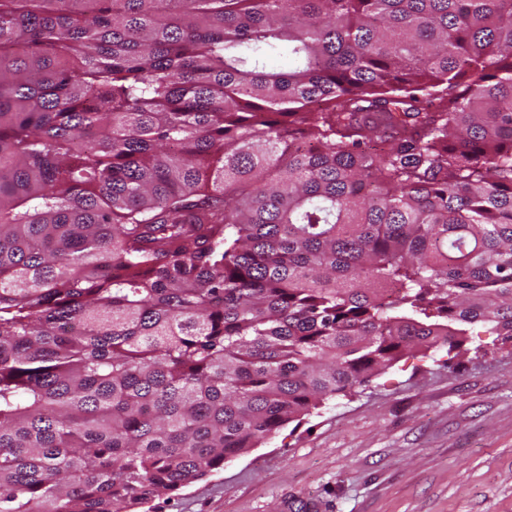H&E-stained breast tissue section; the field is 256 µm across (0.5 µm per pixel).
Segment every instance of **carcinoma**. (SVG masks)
I'll use <instances>...</instances> for the list:
<instances>
[{
    "label": "carcinoma",
    "instance_id": "obj_1",
    "mask_svg": "<svg viewBox=\"0 0 512 512\" xmlns=\"http://www.w3.org/2000/svg\"><path fill=\"white\" fill-rule=\"evenodd\" d=\"M476 322L512 0H0V512H130Z\"/></svg>",
    "mask_w": 512,
    "mask_h": 512
}]
</instances>
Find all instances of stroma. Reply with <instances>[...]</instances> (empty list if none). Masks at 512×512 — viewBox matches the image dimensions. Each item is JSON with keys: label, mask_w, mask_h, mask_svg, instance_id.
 Here are the masks:
<instances>
[{"label": "stroma", "mask_w": 512, "mask_h": 512, "mask_svg": "<svg viewBox=\"0 0 512 512\" xmlns=\"http://www.w3.org/2000/svg\"><path fill=\"white\" fill-rule=\"evenodd\" d=\"M415 351L135 512H512V342Z\"/></svg>", "instance_id": "obj_1"}]
</instances>
